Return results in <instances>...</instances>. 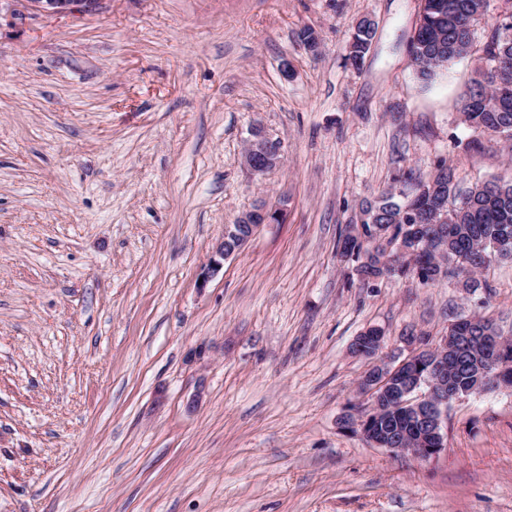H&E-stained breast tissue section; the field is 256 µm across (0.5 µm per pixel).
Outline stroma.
Listing matches in <instances>:
<instances>
[{
    "label": "stroma",
    "mask_w": 512,
    "mask_h": 512,
    "mask_svg": "<svg viewBox=\"0 0 512 512\" xmlns=\"http://www.w3.org/2000/svg\"><path fill=\"white\" fill-rule=\"evenodd\" d=\"M419 5L0 10V512H512V388L450 404L427 461L340 425L365 403L370 362L350 345L366 328L388 356L460 315L512 336L511 259L468 294L361 284L337 248L398 172L512 169V148L460 119L481 52L417 78ZM363 17L376 31L355 68ZM256 125L284 150L262 176L242 162ZM263 202L284 222L206 276ZM375 32L374 23L368 18H362L354 27L352 43L347 60L353 67H359L365 54L370 49V44Z\"/></svg>",
    "instance_id": "obj_1"
}]
</instances>
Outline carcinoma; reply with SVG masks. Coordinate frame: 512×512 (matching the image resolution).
I'll use <instances>...</instances> for the list:
<instances>
[{
  "instance_id": "obj_1",
  "label": "carcinoma",
  "mask_w": 512,
  "mask_h": 512,
  "mask_svg": "<svg viewBox=\"0 0 512 512\" xmlns=\"http://www.w3.org/2000/svg\"><path fill=\"white\" fill-rule=\"evenodd\" d=\"M432 10L418 14L416 31L408 44V54L417 77L427 83L458 58L460 46L473 43V28L485 15L486 0H429ZM375 32L374 23L362 18L354 27L347 60L353 67L362 64ZM487 68L480 80L474 81L462 100L460 113L464 122L481 135L512 141V14L498 21L488 34L483 47ZM399 181L407 194L388 190L366 203L364 237L357 239L344 232L339 242L348 248L357 262L360 280L368 284L386 275L379 266L378 254L407 237L412 226L399 219L402 210L411 205L423 208L430 204L427 195H418L430 183L448 203L452 224L448 231V250L435 266L434 275L424 284L464 277L463 288L475 291L482 287L477 273L491 262L493 243L512 238V176L494 177L468 186L461 184L454 169L441 162L428 178L413 173L402 174ZM451 387L461 393L484 391L478 383L475 368L456 371L448 377ZM380 432L398 434L406 430L400 417L381 416L371 422Z\"/></svg>"
}]
</instances>
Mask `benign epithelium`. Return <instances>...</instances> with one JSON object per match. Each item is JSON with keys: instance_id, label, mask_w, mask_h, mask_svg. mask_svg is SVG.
I'll use <instances>...</instances> for the list:
<instances>
[{"instance_id": "1", "label": "benign epithelium", "mask_w": 512, "mask_h": 512, "mask_svg": "<svg viewBox=\"0 0 512 512\" xmlns=\"http://www.w3.org/2000/svg\"><path fill=\"white\" fill-rule=\"evenodd\" d=\"M12 10L19 12H42L50 15H81L97 10L104 0H7ZM283 158L281 143L265 136L256 127L252 137L244 145L243 164L252 173L263 175L279 165ZM281 209L264 204L244 213L234 224L225 228L223 240L218 248L220 260L213 261L211 273L221 268V261L237 253L250 236L240 233V226L247 224L251 231L263 224L280 221ZM420 252L417 240L399 243L396 251L385 253L383 262L388 270L399 269ZM457 333L453 339L441 337L437 343L428 344L417 340L418 346L400 361H375L359 382L360 390L370 395L371 403L356 414L343 418L347 428L357 427L372 443L392 452L407 453L417 460L425 461L438 455L445 448L444 413L448 404L461 395L448 390V369L459 364L457 351L482 340L480 336L469 335L468 319L459 318L452 322ZM383 336L375 330L373 336H361L352 344L353 353L373 357L377 354ZM504 338H494L485 349L486 361L482 369V381L486 384H504V376L512 368V361L504 356L501 345ZM392 412L408 420L414 427L421 428L415 434V446L406 448L398 445L397 439L378 433L369 428L371 416Z\"/></svg>"}]
</instances>
